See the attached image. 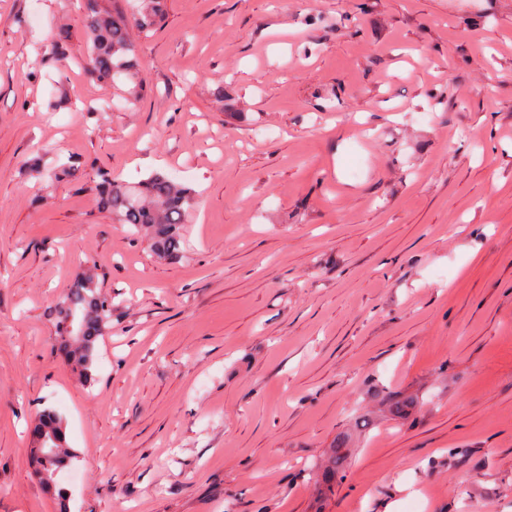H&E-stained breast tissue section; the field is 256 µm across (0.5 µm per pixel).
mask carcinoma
Returning <instances> with one entry per match:
<instances>
[{
  "instance_id": "cac0c4a2",
  "label": "carcinoma",
  "mask_w": 512,
  "mask_h": 512,
  "mask_svg": "<svg viewBox=\"0 0 512 512\" xmlns=\"http://www.w3.org/2000/svg\"><path fill=\"white\" fill-rule=\"evenodd\" d=\"M165 0H135L130 13H111L101 0H83L89 57V73L102 82L122 76L129 85L128 96L137 99L142 91L138 63L132 58V32L152 29L163 14ZM102 203L120 224L135 230L151 231V245L158 255L176 258L181 252L183 224L193 204V190L164 174H154L138 183L115 180L102 175ZM112 300L98 291L94 274L78 275L55 305L56 329L60 350L77 375L92 379L96 345L106 331ZM34 434L45 441L34 444L35 459L43 466V484L56 486V474L77 458L68 446L63 418L53 409L39 412ZM351 465L349 449L340 439L334 444L329 464L322 474L327 493L335 491L337 480Z\"/></svg>"
}]
</instances>
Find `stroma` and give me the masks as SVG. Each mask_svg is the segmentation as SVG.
<instances>
[{
	"label": "stroma",
	"mask_w": 512,
	"mask_h": 512,
	"mask_svg": "<svg viewBox=\"0 0 512 512\" xmlns=\"http://www.w3.org/2000/svg\"><path fill=\"white\" fill-rule=\"evenodd\" d=\"M166 4L132 104L79 0H0V512H512V0ZM103 171L196 191L178 258ZM86 269L112 297L88 384L54 323ZM34 435L43 434L45 441L39 443L35 440L34 456L36 463L41 461L44 476H41L43 484L50 488L56 487V474L66 466L71 465L72 461L78 456L75 451L68 446L65 435L63 418L53 409L45 408L39 412ZM47 448H57V452L51 455ZM44 455H47L44 458ZM349 451L342 439L338 440L331 449L329 464L322 474L325 494H332L335 491L337 480L341 479L345 469L351 465Z\"/></svg>",
	"instance_id": "stroma-1"
}]
</instances>
